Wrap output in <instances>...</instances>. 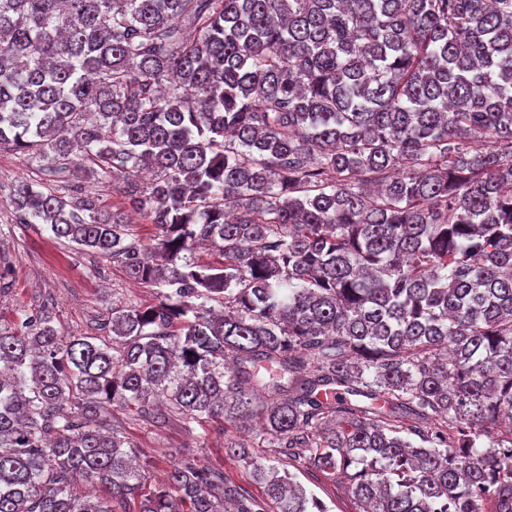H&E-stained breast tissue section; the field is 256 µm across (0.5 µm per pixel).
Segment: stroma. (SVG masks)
Masks as SVG:
<instances>
[{"mask_svg": "<svg viewBox=\"0 0 512 512\" xmlns=\"http://www.w3.org/2000/svg\"><path fill=\"white\" fill-rule=\"evenodd\" d=\"M20 179L53 191L61 188L52 177L27 167L19 154L0 149V267L9 271V288L0 293L1 328L20 326L46 309L64 335L89 334L104 340L108 334L103 325L113 307H144L155 302L154 288L130 279L120 263L78 250L73 243L55 238L47 225L18 223L10 188ZM112 419L123 428L138 454L150 462L144 471V492L166 481L173 465L190 455L201 465L223 470L254 495H262L252 466L224 453L227 443L236 442L250 446L256 461L293 474L329 512H359L340 476L309 470L274 449L256 447L259 418L241 425L218 418L189 427L173 418L166 426L157 427L135 411L117 408Z\"/></svg>", "mask_w": 512, "mask_h": 512, "instance_id": "obj_1", "label": "stroma"}]
</instances>
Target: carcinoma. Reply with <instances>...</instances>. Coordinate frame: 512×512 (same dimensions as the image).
Returning <instances> with one entry per match:
<instances>
[{"label":"carcinoma","instance_id":"obj_1","mask_svg":"<svg viewBox=\"0 0 512 512\" xmlns=\"http://www.w3.org/2000/svg\"><path fill=\"white\" fill-rule=\"evenodd\" d=\"M6 146L66 187L16 181L19 223L157 302L112 308L110 345L0 329V512H129V406L261 415L361 512H512V0H0ZM252 466L279 512H327ZM140 512L266 510L186 457ZM81 184L86 194L98 198L99 203L106 208H119L122 210L129 208V205L124 204L125 199L120 194L118 188L115 187L112 178L102 180L90 177Z\"/></svg>","mask_w":512,"mask_h":512}]
</instances>
